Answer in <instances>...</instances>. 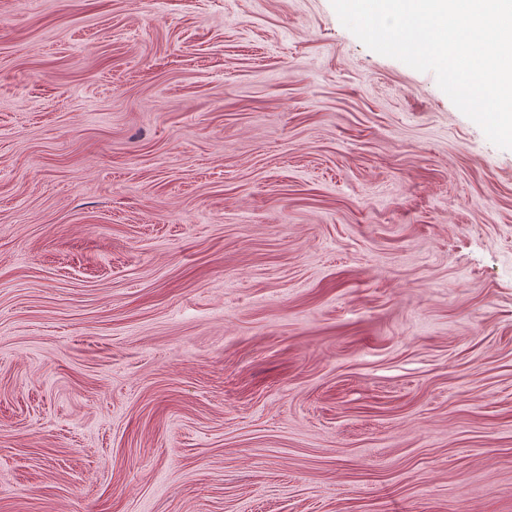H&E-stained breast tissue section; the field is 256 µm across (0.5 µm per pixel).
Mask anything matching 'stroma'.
I'll use <instances>...</instances> for the list:
<instances>
[{"label":"stroma","instance_id":"obj_1","mask_svg":"<svg viewBox=\"0 0 512 512\" xmlns=\"http://www.w3.org/2000/svg\"><path fill=\"white\" fill-rule=\"evenodd\" d=\"M0 512H512V149L331 0H0Z\"/></svg>","mask_w":512,"mask_h":512}]
</instances>
